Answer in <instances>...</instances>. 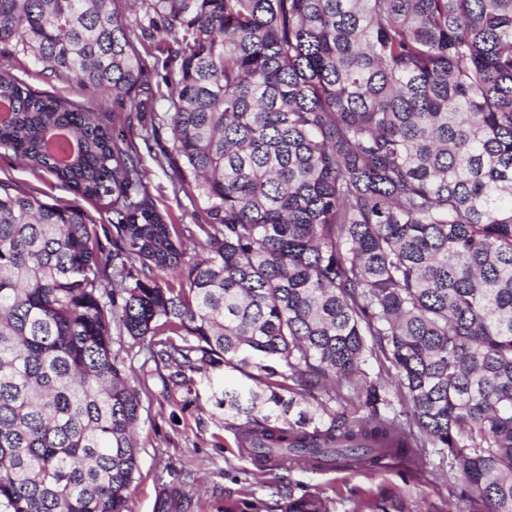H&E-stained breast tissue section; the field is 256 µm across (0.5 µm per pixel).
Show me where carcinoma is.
Segmentation results:
<instances>
[{
	"instance_id": "obj_1",
	"label": "carcinoma",
	"mask_w": 512,
	"mask_h": 512,
	"mask_svg": "<svg viewBox=\"0 0 512 512\" xmlns=\"http://www.w3.org/2000/svg\"><path fill=\"white\" fill-rule=\"evenodd\" d=\"M140 4L128 25L118 0H0V45L118 106L167 54L159 163L210 216L187 258L111 113L0 68V151L117 219L106 246L81 207L0 179V512H130L142 401L115 320L175 386L252 381L213 397L263 473L418 472L431 446L512 512V0Z\"/></svg>"
}]
</instances>
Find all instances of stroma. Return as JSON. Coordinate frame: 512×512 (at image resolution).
<instances>
[{"label": "stroma", "instance_id": "35a3bbf8", "mask_svg": "<svg viewBox=\"0 0 512 512\" xmlns=\"http://www.w3.org/2000/svg\"><path fill=\"white\" fill-rule=\"evenodd\" d=\"M0 67L36 91L87 102L101 111H116L115 123L125 141L137 152L146 173L144 183L166 221L191 226L208 223L206 202L198 191L179 188L170 167L155 159L170 146L171 131L157 117L167 109L159 96L138 94L137 106L113 108L111 99L78 89L65 78L51 76L31 57L0 53ZM40 192L43 199L84 209L100 235H112L114 216L107 203L83 199L60 181L29 169L13 154H0V179ZM112 350L121 360L129 383L142 399L137 423L138 470L131 486V512H266L281 493L302 495L317 491L333 498L334 512H353L361 500L391 497L405 512H448L449 502L462 496L464 487L449 482L448 458L441 449H426L424 472L409 473L396 460L387 461L379 473L348 474L315 471L293 465L277 474L259 473L251 459L239 454L224 415L211 398V385L200 372L191 373V388L165 389L169 371L148 362L132 340L113 333Z\"/></svg>", "mask_w": 512, "mask_h": 512}]
</instances>
